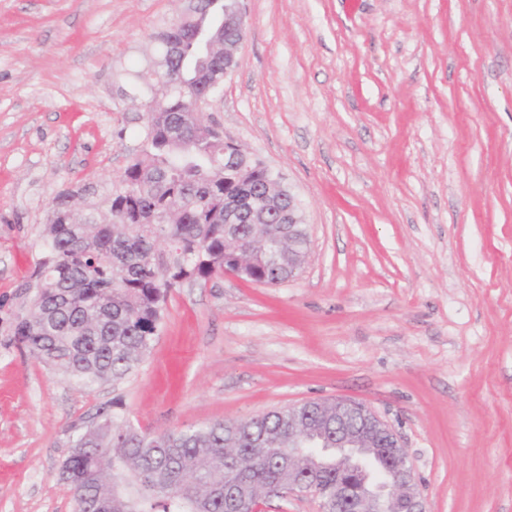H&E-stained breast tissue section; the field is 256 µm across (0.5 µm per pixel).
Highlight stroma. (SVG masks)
I'll use <instances>...</instances> for the list:
<instances>
[{
  "label": "stroma",
  "instance_id": "obj_1",
  "mask_svg": "<svg viewBox=\"0 0 512 512\" xmlns=\"http://www.w3.org/2000/svg\"><path fill=\"white\" fill-rule=\"evenodd\" d=\"M207 124L297 196L311 252L275 287L183 282L119 383L9 340L62 189L143 142L118 93L185 0H0V512H73L75 425L120 401L156 436L360 401L428 512H512V0H244Z\"/></svg>",
  "mask_w": 512,
  "mask_h": 512
}]
</instances>
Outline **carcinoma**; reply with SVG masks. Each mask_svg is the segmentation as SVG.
<instances>
[{
    "mask_svg": "<svg viewBox=\"0 0 512 512\" xmlns=\"http://www.w3.org/2000/svg\"><path fill=\"white\" fill-rule=\"evenodd\" d=\"M194 18L184 13L154 35L156 55L132 76L145 99L144 145L123 173L57 193L44 230V256L20 285L24 306L11 341L68 376L117 383L150 352L170 291L242 268L265 286L302 273L288 247V225L255 224L266 184L288 187L257 158L224 160L241 146L199 117L224 84V45L233 27L215 31L213 56L193 65ZM96 408L99 423L75 427L59 480L75 489L74 512H253L258 494L288 489V451L308 456L309 436L333 445L326 423L336 401L315 408L288 433V409L215 421L149 437L115 412ZM326 488L348 466L318 459Z\"/></svg>",
    "mask_w": 512,
    "mask_h": 512,
    "instance_id": "1",
    "label": "carcinoma"
}]
</instances>
